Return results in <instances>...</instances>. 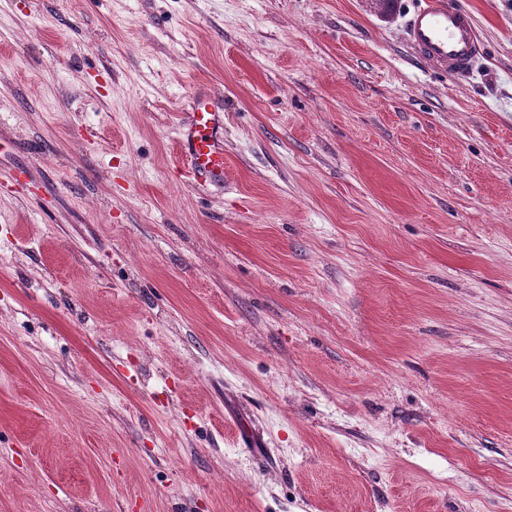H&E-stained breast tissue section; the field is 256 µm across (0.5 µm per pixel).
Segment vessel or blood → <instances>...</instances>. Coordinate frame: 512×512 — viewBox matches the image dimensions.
I'll use <instances>...</instances> for the list:
<instances>
[{
  "label": "vessel or blood",
  "instance_id": "b4317fda",
  "mask_svg": "<svg viewBox=\"0 0 512 512\" xmlns=\"http://www.w3.org/2000/svg\"><path fill=\"white\" fill-rule=\"evenodd\" d=\"M406 37L426 64L465 76L482 48L469 14L455 0H426L407 21ZM224 113L207 92L197 94L185 122L175 129L176 139L190 158L191 177L200 187L224 183Z\"/></svg>",
  "mask_w": 512,
  "mask_h": 512
}]
</instances>
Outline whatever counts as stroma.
<instances>
[{"mask_svg":"<svg viewBox=\"0 0 512 512\" xmlns=\"http://www.w3.org/2000/svg\"><path fill=\"white\" fill-rule=\"evenodd\" d=\"M456 2L464 79L418 0H0V512H512V0ZM406 37L420 60L453 77L465 76L482 48L470 15L453 0L425 2L407 20ZM176 139L190 158V173L198 187L223 186L224 111L205 91L197 94L188 119L175 128Z\"/></svg>","mask_w":512,"mask_h":512,"instance_id":"1","label":"stroma"}]
</instances>
